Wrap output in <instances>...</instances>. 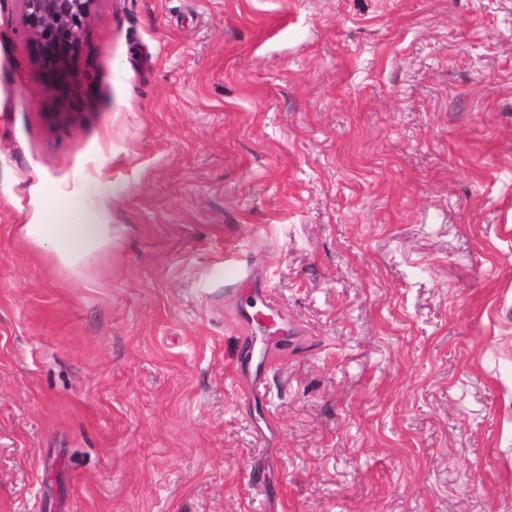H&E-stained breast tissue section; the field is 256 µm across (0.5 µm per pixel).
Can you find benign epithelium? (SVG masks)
I'll list each match as a JSON object with an SVG mask.
<instances>
[{"label": "benign epithelium", "instance_id": "1", "mask_svg": "<svg viewBox=\"0 0 512 512\" xmlns=\"http://www.w3.org/2000/svg\"><path fill=\"white\" fill-rule=\"evenodd\" d=\"M31 38L41 51L46 71L62 75L93 0H22Z\"/></svg>", "mask_w": 512, "mask_h": 512}]
</instances>
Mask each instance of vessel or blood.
I'll return each instance as SVG.
<instances>
[{
    "label": "vessel or blood",
    "mask_w": 512,
    "mask_h": 512,
    "mask_svg": "<svg viewBox=\"0 0 512 512\" xmlns=\"http://www.w3.org/2000/svg\"><path fill=\"white\" fill-rule=\"evenodd\" d=\"M225 275L236 289L248 295L246 303L236 311L237 321L247 331L246 352L235 359L234 367L245 379L247 399L256 401L262 398L276 366V348L293 335L294 326L257 271L234 267L226 269Z\"/></svg>",
    "instance_id": "1"
}]
</instances>
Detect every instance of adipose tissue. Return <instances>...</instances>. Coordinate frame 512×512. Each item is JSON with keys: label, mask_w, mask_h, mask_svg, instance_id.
I'll return each instance as SVG.
<instances>
[{"label": "adipose tissue", "mask_w": 512, "mask_h": 512, "mask_svg": "<svg viewBox=\"0 0 512 512\" xmlns=\"http://www.w3.org/2000/svg\"><path fill=\"white\" fill-rule=\"evenodd\" d=\"M22 233L46 248L64 270L74 273L112 243V227L99 223L95 213L59 204L50 224H25Z\"/></svg>", "instance_id": "1"}]
</instances>
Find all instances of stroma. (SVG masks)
Here are the masks:
<instances>
[{
  "mask_svg": "<svg viewBox=\"0 0 512 512\" xmlns=\"http://www.w3.org/2000/svg\"><path fill=\"white\" fill-rule=\"evenodd\" d=\"M0 512H512V0H94L59 81L0 0ZM56 220L51 224H24L21 231L46 248L50 257L68 272L76 274L112 244L111 225L99 224L93 212L61 202ZM225 276L236 289L248 291L246 303L236 311L237 321L248 333V336H244L247 351L234 359V367L236 373L245 379L246 398L261 400L269 375L277 363L274 351L294 334L295 328L288 313L278 305L272 289L266 288L259 273L252 267L245 270L227 268ZM259 334L262 336H257ZM258 338L262 343L259 352L256 350Z\"/></svg>",
  "mask_w": 512,
  "mask_h": 512,
  "instance_id": "obj_1",
  "label": "stroma"
}]
</instances>
